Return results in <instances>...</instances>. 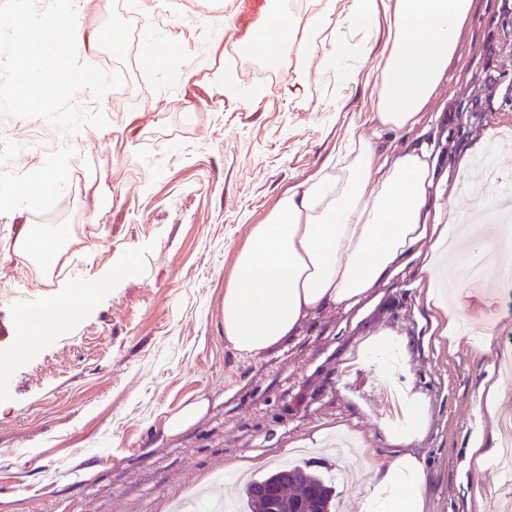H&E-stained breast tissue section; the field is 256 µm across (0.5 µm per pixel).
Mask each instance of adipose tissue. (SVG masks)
Masks as SVG:
<instances>
[{
    "label": "adipose tissue",
    "instance_id": "1",
    "mask_svg": "<svg viewBox=\"0 0 512 512\" xmlns=\"http://www.w3.org/2000/svg\"><path fill=\"white\" fill-rule=\"evenodd\" d=\"M338 0H310L297 12L263 11L242 37L272 59H287L294 73L284 89L303 97L311 77L333 71L353 48L323 41L325 32L348 24L366 37L377 63L353 77L376 89V120L384 130L413 127L452 58L472 0H351L347 15ZM183 95L257 107L259 91H244L232 70L200 74L188 65L180 74ZM64 163L47 159L33 183L0 190L16 226L14 252L40 256L44 240L26 215L57 186ZM437 166L425 146H403L378 158L371 142L347 135L336 153L309 177L291 185L263 223L252 225L224 286V341L239 356L251 357L285 346L318 311L351 309L367 299L401 264L416 260L434 278L445 253L479 260L487 249L500 257L498 276L512 285V240L457 238ZM404 419L386 425L394 445L424 432L428 404L401 396ZM368 493L358 512H425L424 465L399 454L364 470Z\"/></svg>",
    "mask_w": 512,
    "mask_h": 512
}]
</instances>
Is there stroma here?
Segmentation results:
<instances>
[{"label": "stroma", "instance_id": "stroma-1", "mask_svg": "<svg viewBox=\"0 0 512 512\" xmlns=\"http://www.w3.org/2000/svg\"><path fill=\"white\" fill-rule=\"evenodd\" d=\"M192 2L242 31L269 6ZM132 21L135 48L100 41L95 61L108 80L89 97L91 115L73 141L53 124L71 95L23 98L20 61L0 27V136L15 142L16 181H29L58 145L74 176L28 215L47 238L69 228L73 242L58 259L16 256L15 227L0 215V296L64 300L80 282L88 299L36 347L0 305V329H9L0 332V362L15 361L11 382L0 383V512L190 510L214 486L225 500L242 498L237 474L261 476L286 459L316 461L335 488L336 512H356L366 462L401 449L384 429L397 412L396 389L430 407L429 427L403 448L424 462L427 512H507L512 485L478 498L492 478L466 453L477 433L484 447L501 445L497 418L479 407L484 386L498 382L512 414V368L499 352L512 337L500 309L506 293H447L462 326L452 341L437 336L428 282L407 261L372 299L315 314L286 347L255 358L226 345L222 301L251 225L335 152L349 125L389 151L426 144L455 186L470 176L457 161L475 141L484 140L485 157L512 153V0H474L436 95L413 128L398 132L380 131L375 95L350 82L313 80L306 97L288 101L287 63L231 44L226 65L242 87L262 91L259 109L183 97L178 78L143 68L142 50L162 44L178 63L205 70L211 35L170 14L132 11L129 0H106L85 24L103 32ZM149 101L156 109L128 130L129 115ZM91 179L108 189L101 201L84 194ZM383 331L405 351L391 380L360 354ZM200 399L206 413L167 435L169 417Z\"/></svg>", "mask_w": 512, "mask_h": 512}]
</instances>
